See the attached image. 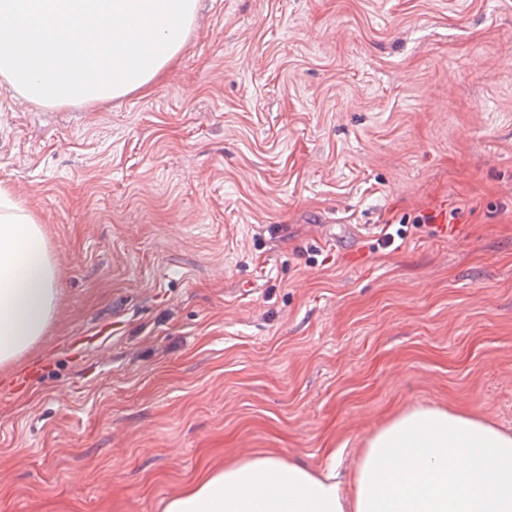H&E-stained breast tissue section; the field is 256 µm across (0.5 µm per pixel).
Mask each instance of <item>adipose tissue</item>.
Returning <instances> with one entry per match:
<instances>
[{
    "label": "adipose tissue",
    "instance_id": "1",
    "mask_svg": "<svg viewBox=\"0 0 512 512\" xmlns=\"http://www.w3.org/2000/svg\"><path fill=\"white\" fill-rule=\"evenodd\" d=\"M197 0H0V85L41 105L147 89L183 51ZM38 217L0 184V371L34 355L59 305ZM456 465H449V458ZM163 512H512V432L441 406L392 417L348 485L264 453L204 472Z\"/></svg>",
    "mask_w": 512,
    "mask_h": 512
}]
</instances>
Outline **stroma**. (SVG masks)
I'll return each instance as SVG.
<instances>
[{
	"mask_svg": "<svg viewBox=\"0 0 512 512\" xmlns=\"http://www.w3.org/2000/svg\"><path fill=\"white\" fill-rule=\"evenodd\" d=\"M60 275L0 376V512H162L418 405L512 428V0H199L146 92L0 86Z\"/></svg>",
	"mask_w": 512,
	"mask_h": 512,
	"instance_id": "1",
	"label": "stroma"
}]
</instances>
